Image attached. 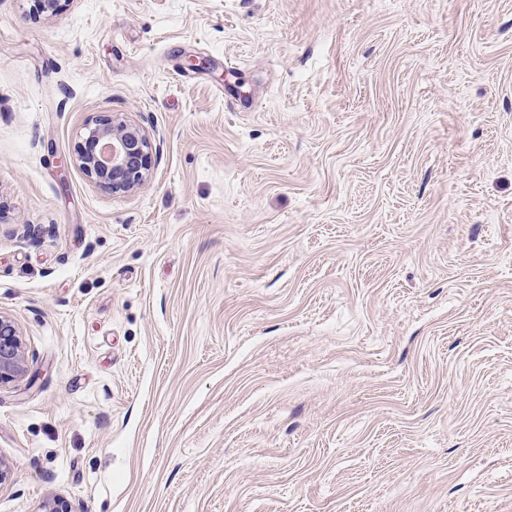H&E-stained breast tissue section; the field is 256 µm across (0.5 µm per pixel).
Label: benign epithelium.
Instances as JSON below:
<instances>
[{
  "instance_id": "7a95c632",
  "label": "benign epithelium",
  "mask_w": 512,
  "mask_h": 512,
  "mask_svg": "<svg viewBox=\"0 0 512 512\" xmlns=\"http://www.w3.org/2000/svg\"><path fill=\"white\" fill-rule=\"evenodd\" d=\"M154 143L142 126L120 114L97 117L86 124L78 152L80 168L98 187L124 195L149 179ZM29 377L34 386L39 378L28 366L15 323L0 314V385Z\"/></svg>"
}]
</instances>
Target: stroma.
Returning a JSON list of instances; mask_svg holds the SVG:
<instances>
[{
	"mask_svg": "<svg viewBox=\"0 0 512 512\" xmlns=\"http://www.w3.org/2000/svg\"><path fill=\"white\" fill-rule=\"evenodd\" d=\"M0 314V512H512V0H0ZM154 143L150 133L121 114L86 124L78 152L80 168L98 187L124 195L149 179ZM28 366L15 323L0 314V385L15 382L28 375Z\"/></svg>",
	"mask_w": 512,
	"mask_h": 512,
	"instance_id": "35a3bbf8",
	"label": "stroma"
}]
</instances>
